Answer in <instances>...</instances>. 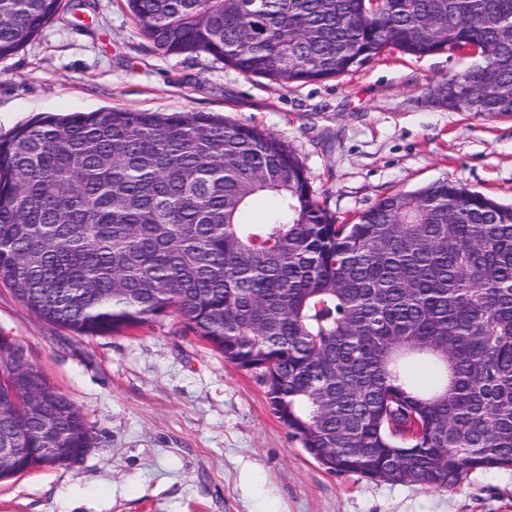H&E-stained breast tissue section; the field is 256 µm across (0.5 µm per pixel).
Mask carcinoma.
I'll list each match as a JSON object with an SVG mask.
<instances>
[{
	"label": "carcinoma",
	"mask_w": 512,
	"mask_h": 512,
	"mask_svg": "<svg viewBox=\"0 0 512 512\" xmlns=\"http://www.w3.org/2000/svg\"><path fill=\"white\" fill-rule=\"evenodd\" d=\"M62 0H0V60ZM156 49L276 84L475 46L452 112L512 116V0H126ZM0 281L79 336L174 310L331 473L512 469V205L443 180L353 224L274 134L206 112L37 116L0 141ZM80 409L0 342V480L80 460Z\"/></svg>",
	"instance_id": "cac0c4a2"
}]
</instances>
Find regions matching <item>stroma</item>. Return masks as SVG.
<instances>
[{"label":"stroma","mask_w":512,"mask_h":512,"mask_svg":"<svg viewBox=\"0 0 512 512\" xmlns=\"http://www.w3.org/2000/svg\"><path fill=\"white\" fill-rule=\"evenodd\" d=\"M471 58L390 50L338 78L276 85L211 57L156 50L125 0H63L0 61V138L42 113L210 112L275 134L339 223L383 197L451 180L512 204V117L449 111L436 92ZM0 336L82 411L75 464L0 481V512H512V470L453 488L332 474L275 417L261 383L178 312L77 336L0 284Z\"/></svg>","instance_id":"stroma-1"}]
</instances>
